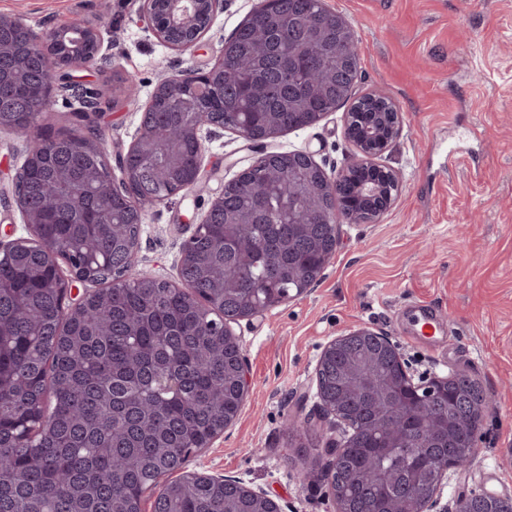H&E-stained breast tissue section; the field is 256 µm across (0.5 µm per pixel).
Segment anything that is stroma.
I'll return each mask as SVG.
<instances>
[{
	"label": "stroma",
	"mask_w": 512,
	"mask_h": 512,
	"mask_svg": "<svg viewBox=\"0 0 512 512\" xmlns=\"http://www.w3.org/2000/svg\"><path fill=\"white\" fill-rule=\"evenodd\" d=\"M342 14L361 46L356 94L391 99L403 130L382 155L402 176L379 222L342 224L340 245L302 295L235 327L252 384L233 424L186 469L230 475L267 492L283 512H334L322 475L328 434L315 399V368L335 336L368 326L394 336L413 369H458L478 378L495 401L473 464L449 473L443 498L485 490L512 496V0H324ZM253 0H222L201 46L179 52L145 32L133 0H0V15L44 34L81 18L100 26L104 45L75 80L114 78L118 105L100 128L107 156L127 149L163 79L214 64ZM204 192L186 190L150 205L140 269L173 281L183 242L212 199L257 155L236 133L205 140ZM267 150H310L336 175L353 147L345 113L267 142ZM24 135L0 131V239L26 235L12 179ZM429 304L448 337L433 346L415 336ZM297 423L316 448L289 442Z\"/></svg>",
	"instance_id": "1"
}]
</instances>
